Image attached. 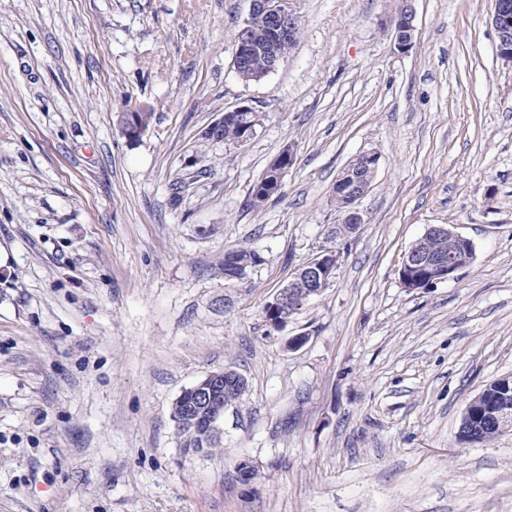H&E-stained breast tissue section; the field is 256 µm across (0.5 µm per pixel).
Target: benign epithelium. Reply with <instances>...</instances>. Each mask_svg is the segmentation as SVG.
<instances>
[{
	"mask_svg": "<svg viewBox=\"0 0 512 512\" xmlns=\"http://www.w3.org/2000/svg\"><path fill=\"white\" fill-rule=\"evenodd\" d=\"M414 0H400V5L390 19L394 31V45L400 52H406L413 46L416 32V14ZM262 21L255 26L256 21ZM492 24L498 36L497 54L506 63L512 62V3L508 0H494ZM300 28L299 17L288 8V0H251V9L236 35V50L233 67L241 73L248 66V59L254 52L265 56L267 67L264 72L253 76L259 81L275 71L288 57ZM256 108L250 104L235 107L224 112L206 131L205 138L213 142L224 141V122L240 124L243 132L239 143L244 144L256 134V126L249 120ZM120 127L123 135L129 140L137 139L143 129L138 124L135 112L122 115ZM362 168L347 172L336 180L334 192L344 198L343 223L359 225L362 217L357 209L359 200L369 191L380 164V155L366 152L360 156ZM339 253L325 249L323 252L302 267V275L307 279L310 288L308 296L320 294L335 275ZM462 269L460 261L453 256L423 253L409 250L404 256L400 269V280L409 281L414 274L424 275V281L430 285L447 281ZM229 371L209 373L189 388L197 407L209 414L208 427L204 432L207 438H220L224 433V387L231 384L240 393L247 391L244 376L235 372L233 378H227ZM512 428V376L499 379L495 391L485 395L477 405V410L466 413L460 422L459 432L476 437L482 432Z\"/></svg>",
	"mask_w": 512,
	"mask_h": 512,
	"instance_id": "7a95c632",
	"label": "benign epithelium"
}]
</instances>
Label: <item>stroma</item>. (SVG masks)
I'll return each instance as SVG.
<instances>
[{"instance_id": "obj_1", "label": "stroma", "mask_w": 512, "mask_h": 512, "mask_svg": "<svg viewBox=\"0 0 512 512\" xmlns=\"http://www.w3.org/2000/svg\"><path fill=\"white\" fill-rule=\"evenodd\" d=\"M398 5L290 0L296 46L247 82L250 0H0V512H512V429L458 438L512 374V64L493 0H414L405 53ZM243 103L250 141L205 139ZM369 151L363 222L333 238L332 188ZM434 225L474 258L405 288ZM329 247L327 288L266 321ZM229 249L262 261L225 280ZM224 369L248 392L220 447L184 451L173 403ZM400 5L390 19L394 31V45L399 52H407L413 46L416 32V14L412 2L400 0ZM128 112L130 113L123 114L119 121L121 131L128 140H136L143 132V129L138 124L137 117L134 112H139L137 114L139 115V120H141L144 126V130L149 126L153 112H150L146 107H138ZM292 295V290L288 289V286L285 288H282L279 293L274 297V299L268 303V305H271L272 307L278 306L272 311L270 310V307L266 305L264 309L265 318L268 321H273L276 324H282L284 323L291 313H293L294 309L296 308L295 302H287L283 303L285 300L290 298ZM281 304V305H280Z\"/></svg>"}]
</instances>
